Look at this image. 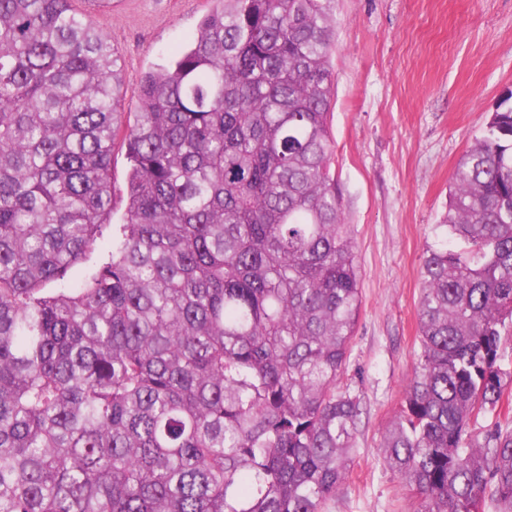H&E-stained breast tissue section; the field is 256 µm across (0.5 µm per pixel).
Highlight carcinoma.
Masks as SVG:
<instances>
[{
    "instance_id": "obj_1",
    "label": "carcinoma",
    "mask_w": 512,
    "mask_h": 512,
    "mask_svg": "<svg viewBox=\"0 0 512 512\" xmlns=\"http://www.w3.org/2000/svg\"><path fill=\"white\" fill-rule=\"evenodd\" d=\"M72 2L0 0V512H326L360 416L332 0H215L126 126L120 58ZM435 230L382 456L416 512H512V432H468L512 381V93Z\"/></svg>"
}]
</instances>
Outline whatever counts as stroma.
<instances>
[{
	"label": "stroma",
	"mask_w": 512,
	"mask_h": 512,
	"mask_svg": "<svg viewBox=\"0 0 512 512\" xmlns=\"http://www.w3.org/2000/svg\"><path fill=\"white\" fill-rule=\"evenodd\" d=\"M123 63L125 122L142 77L190 44L213 0H75ZM332 171L356 245L362 305L341 385L361 415L348 478L329 512H414L418 497L380 446L420 352L424 253L453 170L512 93V0H333ZM512 431V384L468 431Z\"/></svg>",
	"instance_id": "obj_1"
}]
</instances>
